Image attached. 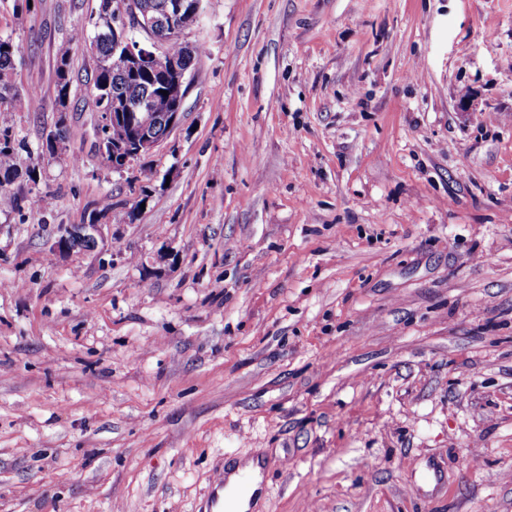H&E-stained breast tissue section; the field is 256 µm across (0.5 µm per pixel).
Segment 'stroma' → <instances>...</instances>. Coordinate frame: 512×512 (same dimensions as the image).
<instances>
[{
    "label": "stroma",
    "instance_id": "stroma-1",
    "mask_svg": "<svg viewBox=\"0 0 512 512\" xmlns=\"http://www.w3.org/2000/svg\"><path fill=\"white\" fill-rule=\"evenodd\" d=\"M99 0H0L36 157ZM179 124L0 212V512H512V0H204ZM104 244L55 254L61 224ZM85 39L86 38H85L84 28L77 29L75 31V33L72 35V37L65 44L61 45L56 52L57 61H56L55 101L59 97V94L61 91V89L58 90V83H57V77L59 76V70L63 66L67 68L68 74L66 73V71H64L63 82L65 80H67L68 76H69L68 81L71 84V79H70V75H69L70 74L69 72H71V70L69 71V69H70V55H71L72 45L74 43H76V44L81 43L82 41L86 42ZM71 86H72V84H71ZM228 472L227 492H229V496L226 501V509L236 512L245 511L250 508L251 502L253 501L255 493L262 480L261 468L257 461L251 460L243 466L237 465L235 469ZM242 474H249L251 476V481L248 483V479L246 477L242 478L240 486L248 483V490L245 495H236L234 492L238 488L239 479Z\"/></svg>",
    "mask_w": 512,
    "mask_h": 512
}]
</instances>
